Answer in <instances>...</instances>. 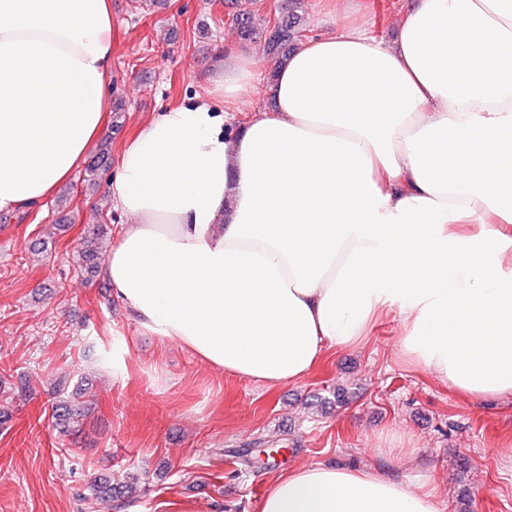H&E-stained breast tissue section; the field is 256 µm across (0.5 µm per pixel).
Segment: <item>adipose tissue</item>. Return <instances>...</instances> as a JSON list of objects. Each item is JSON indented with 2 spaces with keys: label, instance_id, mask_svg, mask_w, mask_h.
Masks as SVG:
<instances>
[{
  "label": "adipose tissue",
  "instance_id": "ef3b65f1",
  "mask_svg": "<svg viewBox=\"0 0 512 512\" xmlns=\"http://www.w3.org/2000/svg\"><path fill=\"white\" fill-rule=\"evenodd\" d=\"M233 133L256 63L215 66L108 185L103 268L139 328L269 387L387 312L401 351L466 398L512 396V0H414L390 37L336 16ZM111 0H0V211L51 198L111 104ZM258 512H438L371 467L274 477ZM215 103L223 113L224 110L225 112H232L230 113V115H232V118H230V122L233 130L234 128H236L237 123L243 120L247 115H249L250 112H254L258 108H271L269 104V98L263 96L261 87H258L255 95L243 99L240 103L231 108H224V105L220 102Z\"/></svg>",
  "mask_w": 512,
  "mask_h": 512
}]
</instances>
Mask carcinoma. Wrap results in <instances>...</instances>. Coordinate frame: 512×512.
Returning <instances> with one entry per match:
<instances>
[{
	"mask_svg": "<svg viewBox=\"0 0 512 512\" xmlns=\"http://www.w3.org/2000/svg\"><path fill=\"white\" fill-rule=\"evenodd\" d=\"M300 0H281L275 10L267 8L261 0H245L244 6L232 13L230 24L237 29L240 39L262 48L264 54L277 66L283 63L298 44L304 32L299 15ZM265 10L264 25H254L255 12ZM110 141L107 136L86 171V181L92 190L99 188L102 179L100 167L110 159ZM53 418L60 433L73 436L82 428L90 416L91 408L82 400V388L75 384L70 390L61 384L53 390ZM84 500L93 504L96 512H112L130 505L133 500L132 487L114 484L108 476L100 474L90 482L83 493Z\"/></svg>",
	"mask_w": 512,
	"mask_h": 512,
	"instance_id": "1",
	"label": "carcinoma"
}]
</instances>
